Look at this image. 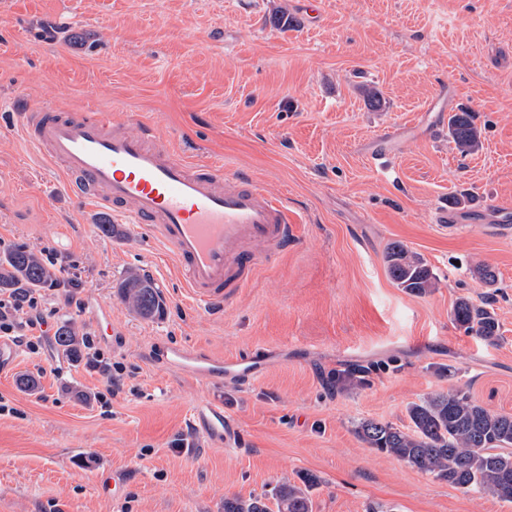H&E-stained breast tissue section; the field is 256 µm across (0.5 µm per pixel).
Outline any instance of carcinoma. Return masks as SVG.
<instances>
[{"mask_svg": "<svg viewBox=\"0 0 512 512\" xmlns=\"http://www.w3.org/2000/svg\"><path fill=\"white\" fill-rule=\"evenodd\" d=\"M448 136L462 156L481 147L480 132L467 110L448 118ZM385 262L393 283L408 293L422 295L436 287V274L425 260L398 241L386 246ZM53 284H57L56 272L36 250L13 246L0 253V293L21 296ZM118 294L131 311L142 317L159 318L166 312L159 286L144 272H127ZM453 321L465 332L487 341L495 340L499 333L494 310L470 298L456 302ZM57 344L71 357L81 358V339L74 326L59 328ZM408 416L411 426L407 430L366 420L360 423L357 434L368 447L465 493L488 492L512 501V415L492 413L468 394L456 393L413 403ZM277 498L279 512H312V502L300 487L284 484ZM224 512H268V507L258 498L226 499Z\"/></svg>", "mask_w": 512, "mask_h": 512, "instance_id": "obj_1", "label": "carcinoma"}]
</instances>
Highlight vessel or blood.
Returning a JSON list of instances; mask_svg holds the SVG:
<instances>
[{
  "instance_id": "vessel-or-blood-1",
  "label": "vessel or blood",
  "mask_w": 512,
  "mask_h": 512,
  "mask_svg": "<svg viewBox=\"0 0 512 512\" xmlns=\"http://www.w3.org/2000/svg\"><path fill=\"white\" fill-rule=\"evenodd\" d=\"M33 144L60 164L68 192L80 203L128 217L167 248L187 292L200 307L223 311L256 272L288 246V203L257 181L225 174L219 164L178 156L155 124L112 112L46 107L23 116ZM163 362L198 379H251L265 360L222 361L166 346ZM194 427L233 445L235 431L222 405L196 407Z\"/></svg>"
}]
</instances>
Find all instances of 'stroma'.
<instances>
[{"label":"stroma","instance_id":"obj_1","mask_svg":"<svg viewBox=\"0 0 512 512\" xmlns=\"http://www.w3.org/2000/svg\"><path fill=\"white\" fill-rule=\"evenodd\" d=\"M0 0V114L13 106L117 110L153 122L182 157L249 175L288 202L293 235L276 262L214 314L181 287L171 258L122 218L84 209L25 137L0 123V245L51 249L81 272L82 308L51 300L53 328L95 330L128 373L102 414L101 375L55 341L17 339L0 370V512H224L313 476L312 512H512L368 448L367 419L404 428L407 408L468 392L512 415V0ZM450 89L481 148L461 156L447 127L419 120ZM386 163L371 157L394 129ZM475 200L442 224L440 208ZM118 233L104 236L100 224ZM419 253L437 288L388 277L387 243ZM492 266L495 285L479 268ZM149 274L167 312L121 302ZM462 297L490 300L489 342L453 321ZM177 344L218 359L265 351L250 380L207 384L153 362ZM364 382L334 390L337 373ZM36 381L21 390L20 377ZM238 430L228 448L190 427L206 401ZM184 447H175V439ZM121 473L118 494L101 480Z\"/></svg>","mask_w":512,"mask_h":512}]
</instances>
